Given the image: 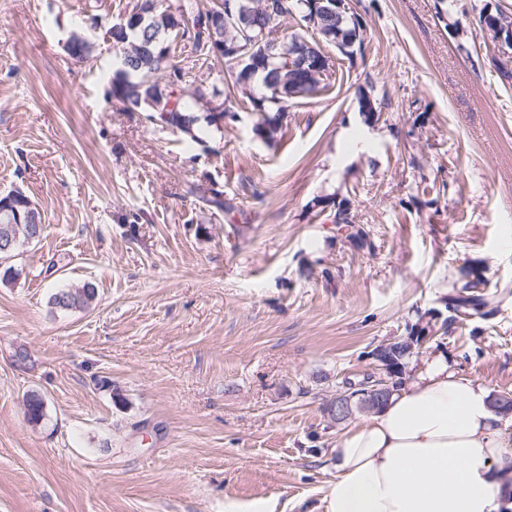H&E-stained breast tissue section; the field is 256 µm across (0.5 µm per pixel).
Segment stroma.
<instances>
[{
	"label": "stroma",
	"instance_id": "obj_1",
	"mask_svg": "<svg viewBox=\"0 0 512 512\" xmlns=\"http://www.w3.org/2000/svg\"><path fill=\"white\" fill-rule=\"evenodd\" d=\"M135 2L0 0V193L22 188L45 224L0 282V512H324L330 450L364 419L329 403L375 347L450 320L460 268L494 314L451 321L410 363L441 355L512 393V83L476 23L512 0H458L456 28L448 0H352L364 51L333 54L328 90L289 104L270 142L236 106L208 151L107 101L106 43L64 49L87 15ZM369 81L388 98L373 123ZM212 186L231 210L203 203ZM87 282L89 309L52 308Z\"/></svg>",
	"mask_w": 512,
	"mask_h": 512
}]
</instances>
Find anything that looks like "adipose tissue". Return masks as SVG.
<instances>
[{"label":"adipose tissue","instance_id":"ef3b65f1","mask_svg":"<svg viewBox=\"0 0 512 512\" xmlns=\"http://www.w3.org/2000/svg\"><path fill=\"white\" fill-rule=\"evenodd\" d=\"M491 393L443 357L413 369L400 391L347 430L334 450L325 512H507L512 438Z\"/></svg>","mask_w":512,"mask_h":512}]
</instances>
